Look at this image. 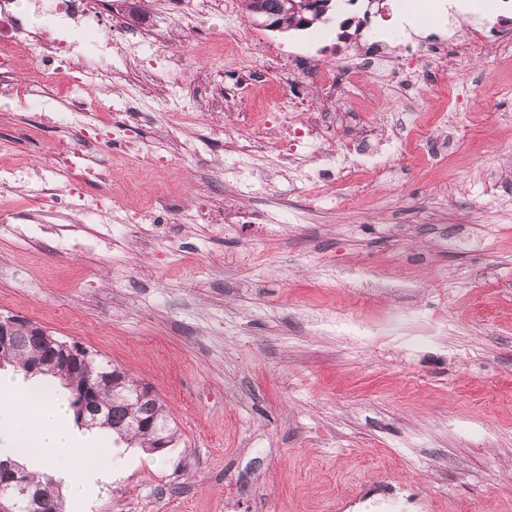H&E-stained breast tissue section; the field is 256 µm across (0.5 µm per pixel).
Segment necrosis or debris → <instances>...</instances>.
Instances as JSON below:
<instances>
[{"label":"necrosis or debris","instance_id":"1","mask_svg":"<svg viewBox=\"0 0 512 512\" xmlns=\"http://www.w3.org/2000/svg\"><path fill=\"white\" fill-rule=\"evenodd\" d=\"M128 41L112 0H0V98L39 116L38 123L18 122L12 136L0 138V188L35 202H60L53 232L63 250L90 249L85 227L111 223L115 171L130 175L125 192L147 189L168 162L169 137L197 121L193 112L170 113L157 150L129 153L140 113L116 118L111 105L91 99L92 87L111 80L112 55ZM45 132L52 135L51 149L33 173L23 176L7 165L20 143L36 142ZM209 221L207 209L185 212L165 194L125 210L121 219L131 228L133 247L155 251L179 242L191 225ZM140 224L152 225L153 234L139 235Z\"/></svg>","mask_w":512,"mask_h":512}]
</instances>
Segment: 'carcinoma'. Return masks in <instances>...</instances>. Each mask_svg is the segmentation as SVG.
Here are the masks:
<instances>
[{"label":"carcinoma","mask_w":512,"mask_h":512,"mask_svg":"<svg viewBox=\"0 0 512 512\" xmlns=\"http://www.w3.org/2000/svg\"><path fill=\"white\" fill-rule=\"evenodd\" d=\"M33 326L29 320L17 319L10 335V348L0 358V367L10 366L28 373L32 364L44 361L46 348L34 339ZM105 374L112 375L115 385L102 389L103 411L90 423L81 418L73 389L93 386ZM39 375L58 381L68 390L74 421L80 426L108 429L127 446L135 445L150 452L171 447L177 437V429L171 424L169 410L162 398L155 393L142 400L136 398L131 392L136 379L99 360L97 354L89 350L84 351L80 362L73 365L45 364ZM17 472L24 486L45 505L43 512H64L57 484L20 466Z\"/></svg>","instance_id":"cac0c4a2"}]
</instances>
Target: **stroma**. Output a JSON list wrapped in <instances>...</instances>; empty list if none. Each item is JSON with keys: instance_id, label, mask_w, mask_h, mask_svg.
Wrapping results in <instances>:
<instances>
[{"instance_id": "35a3bbf8", "label": "stroma", "mask_w": 512, "mask_h": 512, "mask_svg": "<svg viewBox=\"0 0 512 512\" xmlns=\"http://www.w3.org/2000/svg\"><path fill=\"white\" fill-rule=\"evenodd\" d=\"M142 50L112 57V109L134 102L220 112L241 133L271 122L288 100L296 127L337 112L327 149L379 154L319 197L322 156L299 137L271 138L250 158L263 184L227 175L235 224H199L163 252L104 235L97 255L64 253L33 224L0 228V315L20 316L149 383L178 429L149 454L113 443L112 483L67 512H512V122H481L484 97L512 88V59L469 57L449 72L450 97L361 74L319 100L324 68L345 71L367 29L409 63V46L436 47L467 27L512 41V9L488 0L471 22L410 28L390 40L398 0H354L360 29L336 23L277 32L221 0L182 30L179 57L149 46L180 28L176 0H115ZM482 96L468 91L470 81ZM447 113L431 151L386 153L381 132L412 133ZM372 114L370 130L361 121ZM198 162L176 158L154 185L189 208L210 206Z\"/></svg>"}]
</instances>
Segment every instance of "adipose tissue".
<instances>
[{
    "label": "adipose tissue",
    "instance_id": "ef3b65f1",
    "mask_svg": "<svg viewBox=\"0 0 512 512\" xmlns=\"http://www.w3.org/2000/svg\"><path fill=\"white\" fill-rule=\"evenodd\" d=\"M0 440L18 464L60 483L67 500H86L90 484L112 480L110 448L97 445L95 432L75 427L65 395L44 389L40 378L0 372Z\"/></svg>",
    "mask_w": 512,
    "mask_h": 512
}]
</instances>
